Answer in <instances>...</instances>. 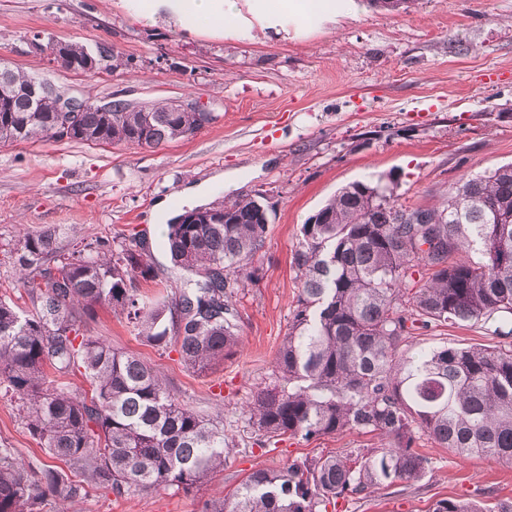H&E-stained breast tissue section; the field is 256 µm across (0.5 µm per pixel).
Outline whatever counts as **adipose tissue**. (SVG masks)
<instances>
[{
	"label": "adipose tissue",
	"instance_id": "obj_1",
	"mask_svg": "<svg viewBox=\"0 0 512 512\" xmlns=\"http://www.w3.org/2000/svg\"><path fill=\"white\" fill-rule=\"evenodd\" d=\"M140 16L228 39L270 30L300 35L357 15L358 0H141Z\"/></svg>",
	"mask_w": 512,
	"mask_h": 512
}]
</instances>
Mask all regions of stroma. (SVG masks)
<instances>
[{"label": "stroma", "instance_id": "obj_1", "mask_svg": "<svg viewBox=\"0 0 512 512\" xmlns=\"http://www.w3.org/2000/svg\"><path fill=\"white\" fill-rule=\"evenodd\" d=\"M101 42L132 68L93 79L53 67L33 44ZM0 60L102 104H141L192 97L215 115L190 139L157 148L43 140L0 145V243L19 227L72 228L84 241H146L155 277L137 281L151 301L182 281L163 245L167 222L183 211L262 192L274 211L255 277L234 291L241 349L211 372L188 370L179 347L159 351L125 315L99 306L89 335L157 365L182 404L223 415L229 453L223 470L198 489L122 497L84 479L78 512H202L206 500L232 496L258 468L304 457L378 448L372 434L345 432L310 441L266 438L241 414L258 390L274 384L276 352L298 294L293 256L302 224L341 187L395 175L394 197L406 206L445 201L464 177L512 163V0H415L384 14L363 6L356 17L300 38L267 34L230 40L138 16L126 0H0ZM204 186L202 200L189 188ZM168 210L157 213L158 201ZM494 323L415 329V353L458 343L500 345ZM0 448L30 469L67 471L50 457L0 392ZM419 482L398 483L370 497L338 500L328 512H432L442 499L491 504L512 499V464L461 459L428 436Z\"/></svg>", "mask_w": 512, "mask_h": 512}]
</instances>
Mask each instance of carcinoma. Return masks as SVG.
I'll return each instance as SVG.
<instances>
[{"mask_svg": "<svg viewBox=\"0 0 512 512\" xmlns=\"http://www.w3.org/2000/svg\"><path fill=\"white\" fill-rule=\"evenodd\" d=\"M98 48L68 42L65 53L85 70ZM36 81L11 71L12 91L0 97L1 145L50 140L67 117L54 96L32 104ZM108 106L91 101L76 113L69 141L156 148L214 120L211 112H178L171 100ZM382 193L379 182H353L315 213L320 223L302 225L294 253L300 291L274 361L280 384L259 390L242 415L271 437L374 433L384 447L254 470L233 500H209L203 512H327L339 498L417 482L428 464L414 449L419 433L460 458L512 463V223H492L496 213L512 215V164L461 181L432 208ZM270 212L257 193L209 204L192 224L179 223L183 213L170 219L165 245L190 277L175 286L174 301L151 307L134 286L153 279L143 241L70 248L64 227L19 229L6 253L33 310L0 298V389L15 397L49 454L120 497L198 489L224 469L223 417L187 408L158 368L82 328L95 306H110L143 341L173 340L189 369L208 372L242 343L232 294L254 276L249 264L265 245ZM491 320L510 342L402 349L417 324ZM80 368L92 395L55 386L53 375ZM48 495L70 512L77 487L57 471L30 480L25 463L0 448V512H35ZM432 512H512V500L443 499Z\"/></svg>", "mask_w": 512, "mask_h": 512, "instance_id": "carcinoma-1", "label": "carcinoma"}]
</instances>
